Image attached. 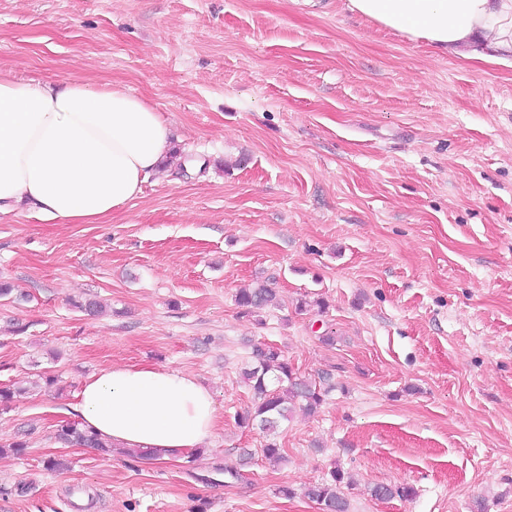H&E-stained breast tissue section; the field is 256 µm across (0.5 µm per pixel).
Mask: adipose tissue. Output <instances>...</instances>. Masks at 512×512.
<instances>
[{"label":"adipose tissue","instance_id":"1","mask_svg":"<svg viewBox=\"0 0 512 512\" xmlns=\"http://www.w3.org/2000/svg\"><path fill=\"white\" fill-rule=\"evenodd\" d=\"M347 11L408 41L469 60L512 63V0H344ZM168 121L122 85L0 72V213L100 224L135 199L172 149ZM87 428L158 458L210 443L217 409L194 376L166 366H107L76 394Z\"/></svg>","mask_w":512,"mask_h":512}]
</instances>
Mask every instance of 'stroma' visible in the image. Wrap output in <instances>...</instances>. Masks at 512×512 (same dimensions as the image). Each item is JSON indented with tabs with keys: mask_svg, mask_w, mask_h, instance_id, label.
I'll use <instances>...</instances> for the list:
<instances>
[{
	"mask_svg": "<svg viewBox=\"0 0 512 512\" xmlns=\"http://www.w3.org/2000/svg\"><path fill=\"white\" fill-rule=\"evenodd\" d=\"M342 2L0 0L1 71L123 85L203 163L101 224L0 215V441L27 442L0 455V512H320L304 491L335 467L352 512H512V66ZM258 281L279 303L243 314ZM257 343L336 383L281 422L279 463L237 420ZM126 364L208 387L211 446L157 462L59 442L82 382Z\"/></svg>",
	"mask_w": 512,
	"mask_h": 512,
	"instance_id": "stroma-1",
	"label": "stroma"
}]
</instances>
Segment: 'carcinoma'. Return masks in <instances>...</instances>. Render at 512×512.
Segmentation results:
<instances>
[{"label": "carcinoma", "mask_w": 512, "mask_h": 512, "mask_svg": "<svg viewBox=\"0 0 512 512\" xmlns=\"http://www.w3.org/2000/svg\"><path fill=\"white\" fill-rule=\"evenodd\" d=\"M274 299L273 289L264 282L244 289L236 296L238 306L247 314L257 312ZM243 377L253 390L254 406L239 416V422L247 427L256 425L268 434L274 433L278 423L290 418L297 408L310 415L315 414L324 398L336 388L329 373L313 382L299 378L281 351L266 345L253 349L251 363L244 369ZM59 437L69 443L93 448L104 455L112 454V445L85 429L80 422L63 425ZM345 485L344 472L334 469L328 478L309 485L305 496L317 503L321 512H350ZM369 494L377 500L409 498L414 495V489L410 486L376 484L370 487Z\"/></svg>", "instance_id": "cac0c4a2"}]
</instances>
